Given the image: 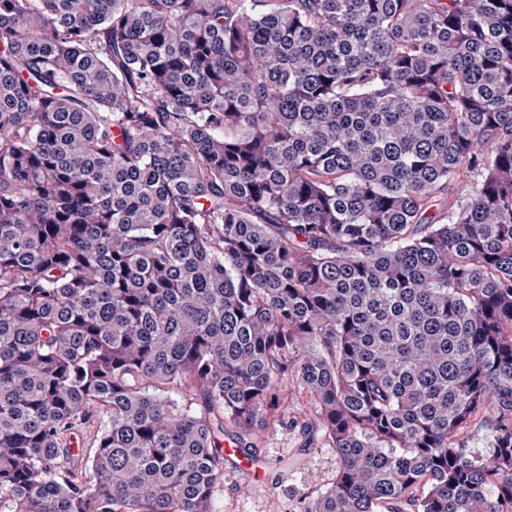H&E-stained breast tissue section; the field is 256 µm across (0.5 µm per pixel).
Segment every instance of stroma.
Returning a JSON list of instances; mask_svg holds the SVG:
<instances>
[{
  "label": "stroma",
  "mask_w": 512,
  "mask_h": 512,
  "mask_svg": "<svg viewBox=\"0 0 512 512\" xmlns=\"http://www.w3.org/2000/svg\"><path fill=\"white\" fill-rule=\"evenodd\" d=\"M281 405L254 434L256 479L239 478L235 466L224 468V481L215 493L219 512H300L305 501L330 485L338 460L325 443L309 448L298 423L312 407L293 382L282 385Z\"/></svg>",
  "instance_id": "obj_1"
}]
</instances>
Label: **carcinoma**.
Here are the masks:
<instances>
[{"mask_svg":"<svg viewBox=\"0 0 512 512\" xmlns=\"http://www.w3.org/2000/svg\"><path fill=\"white\" fill-rule=\"evenodd\" d=\"M287 380L302 512H512V0H0V512H215Z\"/></svg>","mask_w":512,"mask_h":512,"instance_id":"1","label":"carcinoma"}]
</instances>
